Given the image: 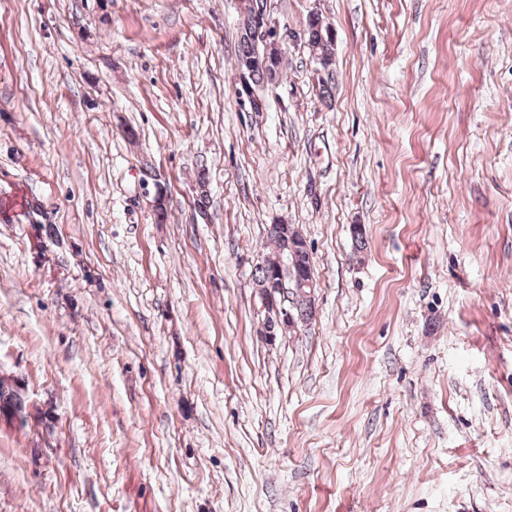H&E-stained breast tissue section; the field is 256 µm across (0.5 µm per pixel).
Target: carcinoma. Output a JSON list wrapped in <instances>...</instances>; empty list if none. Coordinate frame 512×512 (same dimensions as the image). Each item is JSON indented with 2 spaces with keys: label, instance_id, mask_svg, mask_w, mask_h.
Segmentation results:
<instances>
[{
  "label": "carcinoma",
  "instance_id": "carcinoma-1",
  "mask_svg": "<svg viewBox=\"0 0 512 512\" xmlns=\"http://www.w3.org/2000/svg\"><path fill=\"white\" fill-rule=\"evenodd\" d=\"M243 22L240 30L239 46L236 66L246 77L249 85L257 89L280 77L283 67V59L286 49L279 48L268 42L263 44L256 41L250 34L253 19L247 14H242ZM302 36L317 56L323 75L317 76L320 85V96L326 98L330 93L332 71L329 66L332 63V50L334 36L328 33L327 27L316 19H308ZM268 238L274 243L277 253L288 257V269L291 273L304 272L313 275V257L307 248L303 237L292 230L286 224H271L268 228ZM278 269L279 277L287 279L279 258L269 260V263L261 265L256 271L257 286L260 289L266 287L271 271ZM27 402L23 395L14 389L9 383L0 381V412H12L26 415Z\"/></svg>",
  "mask_w": 512,
  "mask_h": 512
}]
</instances>
